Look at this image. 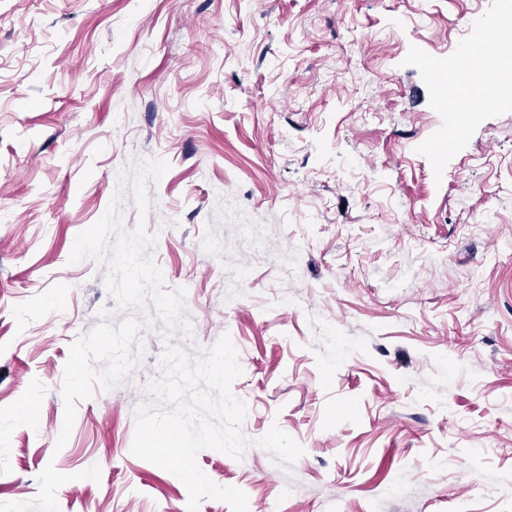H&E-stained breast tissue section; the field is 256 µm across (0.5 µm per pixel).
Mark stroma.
<instances>
[{"instance_id":"35a3bbf8","label":"stroma","mask_w":512,"mask_h":512,"mask_svg":"<svg viewBox=\"0 0 512 512\" xmlns=\"http://www.w3.org/2000/svg\"><path fill=\"white\" fill-rule=\"evenodd\" d=\"M501 5L0 0V503L96 464L59 512H186L131 453L159 333L55 447L70 345L124 317L75 238L120 168L160 157L147 214L121 209L186 290L183 347L229 334L244 433L303 448L287 471L257 447L200 469L249 512H512V104L442 143L427 67Z\"/></svg>"}]
</instances>
